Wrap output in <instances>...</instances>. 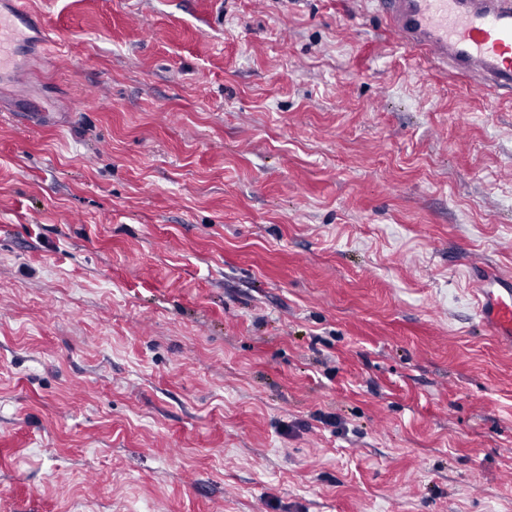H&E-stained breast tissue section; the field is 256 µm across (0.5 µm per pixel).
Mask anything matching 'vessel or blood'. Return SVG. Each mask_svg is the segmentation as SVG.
Wrapping results in <instances>:
<instances>
[{"instance_id":"vessel-or-blood-1","label":"vessel or blood","mask_w":512,"mask_h":512,"mask_svg":"<svg viewBox=\"0 0 512 512\" xmlns=\"http://www.w3.org/2000/svg\"><path fill=\"white\" fill-rule=\"evenodd\" d=\"M0 12V55L26 39L27 0ZM396 43L434 66L494 90H512V0H371ZM477 312L491 334L512 341V277L486 266L476 274Z\"/></svg>"}]
</instances>
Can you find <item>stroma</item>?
Listing matches in <instances>:
<instances>
[{"label": "stroma", "mask_w": 512, "mask_h": 512, "mask_svg": "<svg viewBox=\"0 0 512 512\" xmlns=\"http://www.w3.org/2000/svg\"><path fill=\"white\" fill-rule=\"evenodd\" d=\"M28 2L0 512H512V91L369 0ZM477 312L491 334L512 341V277L485 265L477 270Z\"/></svg>", "instance_id": "obj_1"}]
</instances>
